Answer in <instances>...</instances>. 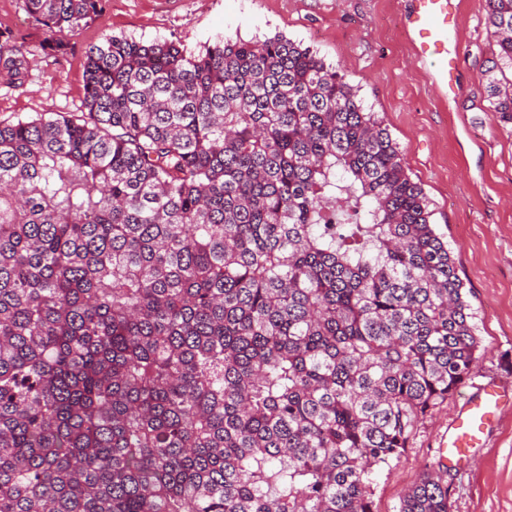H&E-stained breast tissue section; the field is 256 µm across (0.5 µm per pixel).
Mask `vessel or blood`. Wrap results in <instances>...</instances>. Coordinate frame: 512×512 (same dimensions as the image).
I'll return each mask as SVG.
<instances>
[{
	"label": "vessel or blood",
	"mask_w": 512,
	"mask_h": 512,
	"mask_svg": "<svg viewBox=\"0 0 512 512\" xmlns=\"http://www.w3.org/2000/svg\"><path fill=\"white\" fill-rule=\"evenodd\" d=\"M404 29L418 61L428 64L436 84H446L456 72L462 59V48L452 41L451 23L454 0H411ZM507 393L500 381H490L467 396L462 410L448 429V440L443 443L441 459L444 463L462 466L482 448L498 409Z\"/></svg>",
	"instance_id": "1"
}]
</instances>
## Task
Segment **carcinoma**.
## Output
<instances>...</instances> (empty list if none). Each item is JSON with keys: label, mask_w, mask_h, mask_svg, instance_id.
<instances>
[{"label": "carcinoma", "mask_w": 512, "mask_h": 512, "mask_svg": "<svg viewBox=\"0 0 512 512\" xmlns=\"http://www.w3.org/2000/svg\"><path fill=\"white\" fill-rule=\"evenodd\" d=\"M22 9L60 52L104 0ZM34 52L0 30V83ZM84 72L79 111L0 122V512H373L481 357L398 144L282 36L108 34ZM447 469L396 512H452Z\"/></svg>", "instance_id": "1"}]
</instances>
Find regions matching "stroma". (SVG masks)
Here are the masks:
<instances>
[{"instance_id":"obj_1","label":"stroma","mask_w":512,"mask_h":512,"mask_svg":"<svg viewBox=\"0 0 512 512\" xmlns=\"http://www.w3.org/2000/svg\"><path fill=\"white\" fill-rule=\"evenodd\" d=\"M457 3L463 93L446 101L406 39L408 0H106L102 16L84 23L59 55L45 49V29L21 0H0V29L38 48L22 89L0 84L2 122L79 111L87 51L107 33L180 40L196 51L220 38L279 34L358 86L432 203L483 347L469 381L418 423L405 454L376 477L374 512H395L400 496L437 464L448 424L474 385L512 380V125L486 101L481 72L494 53L486 2ZM448 483L453 512H512V400L471 465L449 468Z\"/></svg>"}]
</instances>
